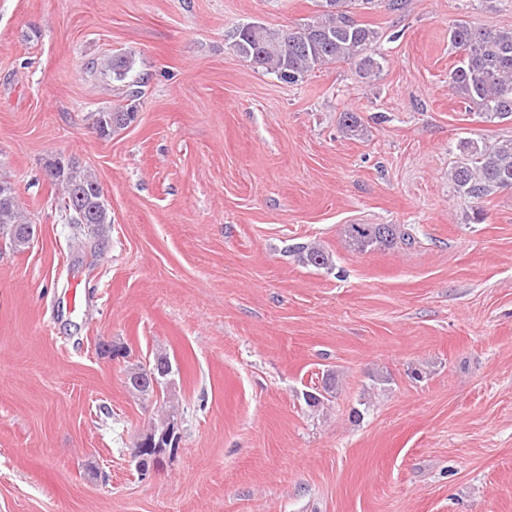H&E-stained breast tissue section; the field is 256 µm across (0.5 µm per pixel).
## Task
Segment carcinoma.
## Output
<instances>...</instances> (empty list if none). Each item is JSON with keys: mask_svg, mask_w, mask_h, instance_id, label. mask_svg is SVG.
<instances>
[{"mask_svg": "<svg viewBox=\"0 0 512 512\" xmlns=\"http://www.w3.org/2000/svg\"><path fill=\"white\" fill-rule=\"evenodd\" d=\"M371 4L373 0H320L322 10L313 20L282 29L261 25L248 33L239 28L232 35L230 48L253 66L290 82L336 63H353L361 78H375L383 68L375 53L381 34L356 18L357 10ZM449 35L452 48L460 53L449 77L453 94L486 122H512V29L475 28L458 22L450 27ZM134 66V56L127 53L116 54L105 63L106 71L117 82L125 81ZM135 117L134 107H116L94 113L93 125L113 134ZM340 128L351 138L363 135L361 119L354 112L341 113ZM458 150L449 173L458 193L480 204L497 192L512 190V140L487 145L464 139ZM52 182L61 187L56 207L65 222H71V203L79 199L93 209L95 227L111 223L108 210L93 208L98 181L72 159L58 158V171ZM27 227L16 194L0 197V243L14 251L25 250L32 241L24 233ZM413 241L410 231L398 224L345 227V242L357 252L393 249ZM297 257L305 266L326 270L333 267L332 254L317 243L297 247ZM172 374L171 358L163 352L156 354L148 366L129 371L130 377L146 382L147 387L139 391L144 396L165 393Z\"/></svg>", "mask_w": 512, "mask_h": 512, "instance_id": "cac0c4a2", "label": "carcinoma"}]
</instances>
